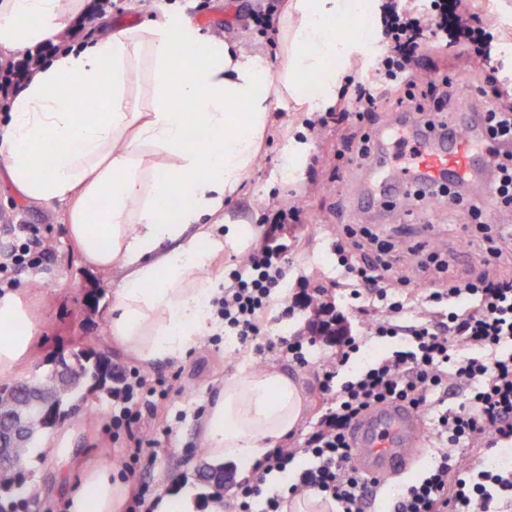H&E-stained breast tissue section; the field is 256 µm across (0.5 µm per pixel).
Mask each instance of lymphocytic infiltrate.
Listing matches in <instances>:
<instances>
[{
	"label": "lymphocytic infiltrate",
	"mask_w": 512,
	"mask_h": 512,
	"mask_svg": "<svg viewBox=\"0 0 512 512\" xmlns=\"http://www.w3.org/2000/svg\"><path fill=\"white\" fill-rule=\"evenodd\" d=\"M384 49L373 81L360 85L355 114L365 117L381 89L415 77L425 50L443 41L452 53H463L493 68L497 38L479 13L460 0H430V12L391 10L384 18ZM477 117L495 141L493 190L496 206L512 205V113L484 107ZM393 246L366 225L345 224L336 231V266L348 298L370 300L380 309L370 321L369 337L399 340L386 353L348 379L339 374L360 338H346L334 361L322 371L321 390L330 406L305 435L301 448H274L255 465L256 482L236 485L232 499L222 500L224 512H253L264 498L263 512H283L286 496L308 491L329 498L339 512H366L378 482L366 479L351 465L349 431L357 418L378 403L396 402L431 417L437 460L396 500L393 512H497L499 499L512 500V468L478 470L455 458L456 452L478 448L502 452L512 447V279L485 273L449 276L440 252L417 247L416 267L429 282L417 297L405 292L407 275H393ZM46 256L29 226L20 227L6 252L0 253V293L16 288L19 273L38 268ZM286 256L279 247L256 246L224 277V292L214 298L225 332L254 354L271 342L262 336L264 316L285 286ZM465 392L458 406L445 405L449 382ZM171 387L160 376L133 369L112 383V399L120 404L112 419L115 434L126 435L131 447L122 463L124 476L134 475L154 439L139 429L145 398L167 396ZM311 459L299 474L290 469L297 455ZM286 478L282 493L264 495L268 476Z\"/></svg>",
	"instance_id": "1"
}]
</instances>
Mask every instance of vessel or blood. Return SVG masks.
<instances>
[{"label":"vessel or blood","instance_id":"b4317fda","mask_svg":"<svg viewBox=\"0 0 512 512\" xmlns=\"http://www.w3.org/2000/svg\"><path fill=\"white\" fill-rule=\"evenodd\" d=\"M414 149L411 166L397 168L395 155L386 149L391 131L375 136L365 176L355 193V209L393 201L400 194L416 189L429 193L443 204L454 200L453 189L486 165L487 149H474L478 134L473 130L452 129L437 134L428 128L408 130ZM425 444L420 416L398 403L371 407L350 432L352 464L370 478H387L404 473Z\"/></svg>","mask_w":512,"mask_h":512}]
</instances>
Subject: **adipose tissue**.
Here are the masks:
<instances>
[{
	"label": "adipose tissue",
	"instance_id": "ef3b65f1",
	"mask_svg": "<svg viewBox=\"0 0 512 512\" xmlns=\"http://www.w3.org/2000/svg\"><path fill=\"white\" fill-rule=\"evenodd\" d=\"M382 0H288L275 61L219 43L178 7L61 49L0 110V171L19 197L65 205L66 236L81 268L112 275V341L150 365L197 347L214 326L221 281L202 270L256 233L211 224L243 192L275 112H327L354 60L366 53L349 22L382 19ZM88 0H0V49L21 55L57 41ZM144 70L148 103L128 96ZM272 92H259L261 76ZM40 324L27 292L0 293V373L27 363ZM303 392L270 368L226 377L203 421L206 451L249 478L255 461L287 441ZM126 486L87 470L67 512H121Z\"/></svg>",
	"mask_w": 512,
	"mask_h": 512
}]
</instances>
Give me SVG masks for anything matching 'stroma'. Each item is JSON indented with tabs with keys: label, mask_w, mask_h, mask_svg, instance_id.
Instances as JSON below:
<instances>
[{
	"label": "stroma",
	"mask_w": 512,
	"mask_h": 512,
	"mask_svg": "<svg viewBox=\"0 0 512 512\" xmlns=\"http://www.w3.org/2000/svg\"><path fill=\"white\" fill-rule=\"evenodd\" d=\"M170 3L180 5L188 17L207 26L212 35L242 43L264 56L278 51L277 44L268 42L252 20L256 0H114L112 21L123 24L144 15L156 18ZM470 6L499 38L501 57L496 71H484L466 56L441 49L429 51L421 61L429 77H462L467 81L447 115L451 123L461 121L470 106L485 101L502 110L512 109V0H470ZM305 118L302 112L274 113L250 185L224 208L231 218H248L260 233L268 227L270 205L296 202L302 210L300 222L278 225L271 239L272 245L286 250L288 288L285 297L275 299L270 306L263 325L266 336L273 340L308 336L314 319L308 301L317 296L335 309L350 335H362L363 319L347 305L345 290L336 283V257L331 244L340 224L383 225L400 270L409 264L411 246L426 241L431 228L437 233L435 246L447 255L450 273L464 275L476 268V253L467 247L465 227L471 222V204L479 200L478 188H460L458 201L450 209L427 197L400 201L374 214L354 215L351 189L356 173L344 156L352 126L332 122L314 134L307 129ZM293 138L309 142L311 151L299 179L285 183L280 181L278 171L284 149ZM64 218V206L25 201L9 183L0 180V225H36L40 238L48 245L43 265L20 277L21 287L34 291V311L42 330L29 364L13 375L17 381L50 370L57 353L86 341L95 351L110 356L113 364L126 370L135 366L107 334L105 320L114 289L111 279L77 269L74 248L65 236ZM338 347V342L318 339L308 365L303 366L289 361L276 348L261 358L244 350L229 355L227 336L210 333L185 357L149 365L152 374L181 375L178 391L157 401L154 413L144 414L141 419L144 434L158 441L156 455L144 472L152 497L177 488L192 490L202 503L212 501V489L195 477L197 468L208 460L200 452L202 417L225 377L235 373L242 363L279 370L301 386L305 409L291 437L292 442H299L328 400L320 389L321 366L335 357ZM112 410L111 396L97 392L88 395L68 417V425L79 430L80 437L66 467L31 456L27 465L29 482L37 491L31 496L28 512H65L66 495L81 482L88 466L102 468L107 462L125 458V441L112 436Z\"/></svg>",
	"instance_id": "stroma-1"
}]
</instances>
